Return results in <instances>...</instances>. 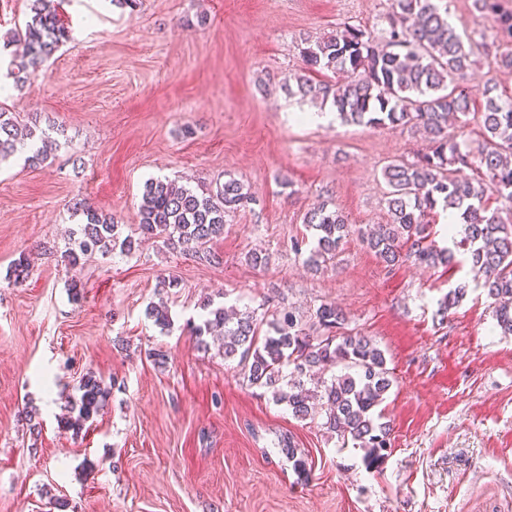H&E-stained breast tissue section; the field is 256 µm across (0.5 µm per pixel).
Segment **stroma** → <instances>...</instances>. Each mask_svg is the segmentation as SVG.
<instances>
[{
  "label": "stroma",
  "mask_w": 512,
  "mask_h": 512,
  "mask_svg": "<svg viewBox=\"0 0 512 512\" xmlns=\"http://www.w3.org/2000/svg\"><path fill=\"white\" fill-rule=\"evenodd\" d=\"M390 0H57L70 40L6 111L40 113L59 146L43 164H0V512H512V336L471 263L384 267L361 240L388 219L382 168L426 147L423 132L334 118L305 123L286 87L301 38L347 25L378 32ZM233 174L255 200L210 243L218 264L142 239L149 178L202 190ZM332 200L355 231L334 267L291 249L305 212ZM111 214L132 254L70 266L77 201ZM269 253L264 268L247 261ZM29 271L16 281L13 265ZM176 278L177 287L158 283ZM78 283L79 294L69 291ZM466 298L440 317L458 283ZM309 315L340 307L385 353L391 448L368 465L320 420H301L236 361L189 333L210 307L265 300ZM167 301L160 330L150 302ZM125 341L115 347L114 338ZM109 390L81 431L59 419L86 373ZM39 427L30 433L26 412ZM291 440L301 477L281 453Z\"/></svg>",
  "instance_id": "1"
}]
</instances>
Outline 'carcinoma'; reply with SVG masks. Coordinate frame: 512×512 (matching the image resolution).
<instances>
[{"label": "carcinoma", "instance_id": "1", "mask_svg": "<svg viewBox=\"0 0 512 512\" xmlns=\"http://www.w3.org/2000/svg\"><path fill=\"white\" fill-rule=\"evenodd\" d=\"M443 0H391L387 27L376 37L356 27L345 26L327 37L303 38L298 45L302 75L288 93L319 100L347 122L366 127H410L424 131L428 146L413 160L394 159L382 171L389 187L386 204L389 220L362 236L371 252L386 266L411 261L435 267L449 266L454 249L467 248L473 267L484 276L483 288L491 299L492 313L503 334H512V224L503 220L501 209L490 200L512 203V95L495 82L485 84L483 106L476 111L472 98L460 85L474 57L488 45L460 34L448 20ZM472 9L491 20L497 34L494 63L512 69V9L502 0H472ZM70 40L60 24L54 0H31V16L25 29L12 41L23 45L10 62L7 76L23 85L26 75L41 68ZM330 72L342 76L334 82L315 83L307 74ZM474 115L484 138L471 148L462 132L448 131L449 118L466 126ZM34 125L18 121V114L0 107V161L22 151L26 141L40 140L27 157L41 164L55 141L36 136ZM466 167L472 178L457 173ZM253 196L230 174L215 188L198 193L175 182L152 178L145 182L136 213L142 234L163 236L172 251H191L209 264L221 257L206 248L224 235L226 217L248 206ZM441 208L456 214L462 237L454 248H439L431 240L430 215ZM82 216L79 238L69 252L72 267L80 256L100 250L131 252L132 239H119L111 215L83 203L74 207ZM312 245L303 263L318 272L335 261L342 241L350 233L348 219L329 201L314 205L303 216ZM466 286L448 291L439 313L449 311L463 299ZM149 317L161 329L170 326L168 307L152 304ZM306 326L294 312L275 310L272 319H260L253 311L234 316L218 307L201 325L190 328L198 341L214 331L224 333V359H239L250 384L271 392L301 419L320 416L323 426L343 440L366 449L373 464L388 447L389 427L376 412L392 386L384 352L371 339L345 330L346 317L332 303L320 304ZM336 366L340 373L304 387L302 377L316 367ZM291 372H286V369ZM81 396L72 407L74 418H63L62 427L79 431L99 415L108 389L94 373L82 378ZM281 452L293 468L306 471V460L293 442Z\"/></svg>", "mask_w": 512, "mask_h": 512}]
</instances>
